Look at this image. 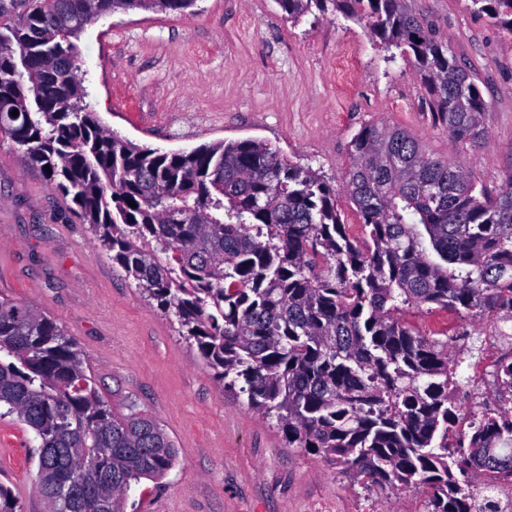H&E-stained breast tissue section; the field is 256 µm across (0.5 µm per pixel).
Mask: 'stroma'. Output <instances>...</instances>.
<instances>
[{"instance_id":"1","label":"stroma","mask_w":512,"mask_h":512,"mask_svg":"<svg viewBox=\"0 0 512 512\" xmlns=\"http://www.w3.org/2000/svg\"><path fill=\"white\" fill-rule=\"evenodd\" d=\"M468 4L414 0L487 105V138L476 151L452 146L434 125L414 57L386 51L365 22L340 10L294 22L277 0H196L182 12L119 11L88 24L78 40L84 102L106 129L164 151L242 139L277 146L335 188L358 237L343 181L364 126L402 128L428 154L472 166L490 189L512 179V35ZM346 49L358 76L343 95L337 57ZM74 208L0 133V300L54 319L108 404L152 415L177 449L166 477L132 487L127 512H373L392 501L400 512H424V492L373 489L289 447L276 420L217 383L175 319L113 266ZM403 318L430 336L450 322L482 339L492 328L440 309ZM2 431L14 444L0 443V485L23 512H45L34 433L12 417L0 418Z\"/></svg>"}]
</instances>
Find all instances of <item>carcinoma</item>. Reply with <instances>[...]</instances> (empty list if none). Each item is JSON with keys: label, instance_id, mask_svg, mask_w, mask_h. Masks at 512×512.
<instances>
[{"label": "carcinoma", "instance_id": "obj_1", "mask_svg": "<svg viewBox=\"0 0 512 512\" xmlns=\"http://www.w3.org/2000/svg\"><path fill=\"white\" fill-rule=\"evenodd\" d=\"M290 19L336 0H277ZM386 48L425 71L434 124L451 142L485 138L482 94L408 0H351ZM512 35V0H471ZM195 0H0V132L77 217L112 263L196 346L224 386L274 418L288 446L373 485L429 493L426 512H476L473 476L512 477V414L465 428L448 378L464 362L448 339L401 313L442 309L512 321V180L478 186L463 163L434 158L407 131L363 127L344 189L270 145L217 141L161 152L103 128L83 105L77 40L119 10L184 11ZM17 116H12L13 111ZM134 202L132 208L129 202ZM512 395V357L498 362ZM39 439L47 512L63 477L88 484L69 512H125L177 450L162 425L99 395L76 344L25 302L0 301V417Z\"/></svg>", "mask_w": 512, "mask_h": 512}]
</instances>
